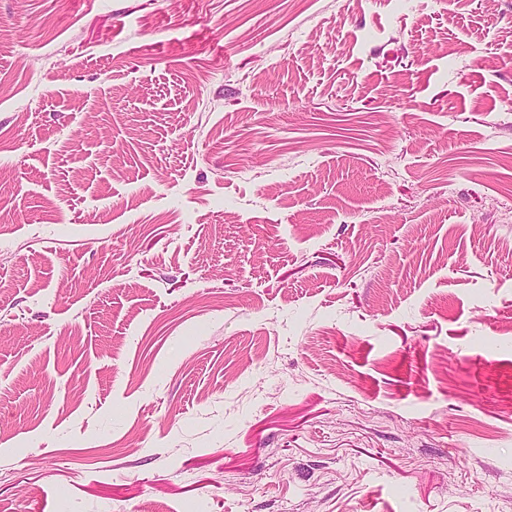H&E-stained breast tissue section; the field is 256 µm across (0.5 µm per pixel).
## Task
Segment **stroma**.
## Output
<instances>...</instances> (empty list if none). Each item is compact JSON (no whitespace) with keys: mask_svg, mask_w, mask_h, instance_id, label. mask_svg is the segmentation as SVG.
I'll use <instances>...</instances> for the list:
<instances>
[{"mask_svg":"<svg viewBox=\"0 0 512 512\" xmlns=\"http://www.w3.org/2000/svg\"><path fill=\"white\" fill-rule=\"evenodd\" d=\"M512 0H0V512H512Z\"/></svg>","mask_w":512,"mask_h":512,"instance_id":"1","label":"stroma"}]
</instances>
